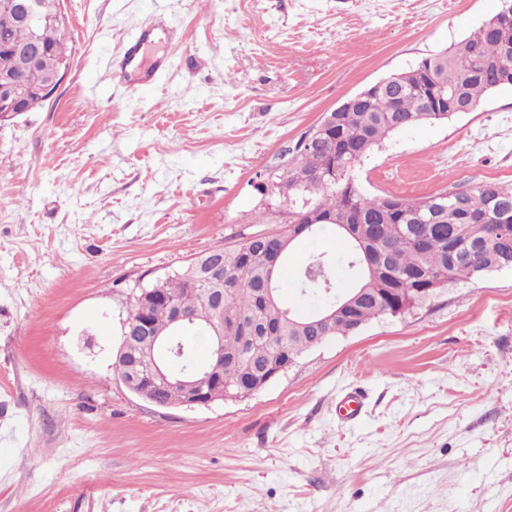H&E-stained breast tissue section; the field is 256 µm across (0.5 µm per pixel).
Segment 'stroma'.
Returning a JSON list of instances; mask_svg holds the SVG:
<instances>
[{
  "label": "stroma",
  "instance_id": "stroma-1",
  "mask_svg": "<svg viewBox=\"0 0 512 512\" xmlns=\"http://www.w3.org/2000/svg\"><path fill=\"white\" fill-rule=\"evenodd\" d=\"M500 5L65 0L64 80L0 126V512H512V269L245 398L160 408L112 369L133 289L278 230L255 186L285 150ZM152 21L136 91L117 59ZM353 176L370 197L512 184V86L394 132Z\"/></svg>",
  "mask_w": 512,
  "mask_h": 512
}]
</instances>
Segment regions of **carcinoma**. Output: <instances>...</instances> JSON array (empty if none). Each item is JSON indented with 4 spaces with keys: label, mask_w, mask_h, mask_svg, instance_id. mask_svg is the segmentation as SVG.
Instances as JSON below:
<instances>
[{
    "label": "carcinoma",
    "mask_w": 512,
    "mask_h": 512,
    "mask_svg": "<svg viewBox=\"0 0 512 512\" xmlns=\"http://www.w3.org/2000/svg\"><path fill=\"white\" fill-rule=\"evenodd\" d=\"M501 15L497 12L468 38L406 70L396 91H376L366 103L336 113V132L318 140L303 135L273 173L296 201L292 216L278 231L260 239L251 237L213 255L200 254L150 284L162 289L188 315L184 324L175 326L160 304L148 313L151 330L160 341L183 351L177 358L181 362L178 373L206 382L222 340L224 390L244 397L254 392L245 384L249 371L269 362L295 360L313 348L319 336L350 334L352 321L343 315L317 328L306 321L331 304L340 291L335 280L339 262H355L360 269L345 293L364 292L356 310V321L362 326L393 316L392 310L402 304L408 311L417 308L455 282L512 268V213L504 210L505 204L512 205V185L490 180L468 190L441 191L422 199L377 198L361 193L351 175L357 163L402 129L400 121L411 127L454 115L431 111V85L421 81L420 72H432L436 83L447 86L448 100L454 105L471 108L494 91L491 82L497 72H512V18L501 23ZM66 30V25L55 23L41 28L48 55L35 72L19 67L24 82H43L55 65L69 61ZM27 39V29L7 24L1 12L0 59L5 53L3 42L15 47ZM327 227L336 234L339 253L310 259L294 272L297 286L320 294L321 302L308 312L294 310L299 318L290 321L280 290L291 242L315 236ZM460 234L480 247L468 259L451 263L449 250ZM379 251L387 254V260L372 272L366 255ZM209 288L224 290V313L211 314ZM270 323L276 326L272 342L259 340L240 351L243 326L260 329ZM198 334L207 339L200 362L193 360L191 343ZM138 394L148 400L160 395L170 403L177 400L176 392L151 383L140 385Z\"/></svg>",
    "instance_id": "obj_1"
}]
</instances>
